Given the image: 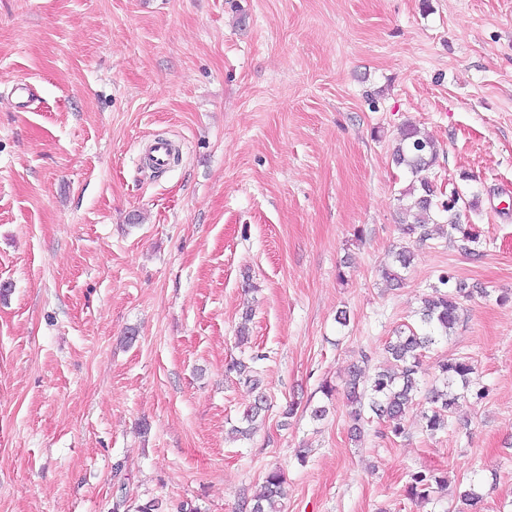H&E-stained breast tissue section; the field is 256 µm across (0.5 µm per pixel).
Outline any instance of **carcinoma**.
<instances>
[{"instance_id":"obj_1","label":"carcinoma","mask_w":512,"mask_h":512,"mask_svg":"<svg viewBox=\"0 0 512 512\" xmlns=\"http://www.w3.org/2000/svg\"><path fill=\"white\" fill-rule=\"evenodd\" d=\"M437 155L436 143L415 125L409 124L403 129L394 159L396 164L407 167L413 178L411 185L402 192L405 199L401 220L403 232L417 236L419 241L429 239L428 225L434 223L432 215L437 214L450 228V239L472 254L475 245L480 243V231L469 223L466 212L474 209L477 201L464 199L455 187L446 194H437L429 177ZM410 265L411 251L404 246L394 253L391 263L381 269L382 278L389 283H399L403 280L402 271ZM470 296L471 292L455 281L452 274L439 275L438 283L431 286V292L423 298L421 325L398 331L395 340L387 346L392 365L373 374L358 364L352 366L347 383V401L355 435L361 434V423L367 413L389 423L394 436L404 433L402 421L421 393L425 353L437 338H447L454 333L460 321L461 300ZM231 369L246 375L245 382L256 392L254 402L243 412L244 425L233 429L235 435L247 439L253 433V423L267 409L268 398L261 379L248 374L245 363L237 362ZM436 370L434 384L425 395L429 407L422 412L424 428L431 434L448 427V418L461 398L454 387L459 386L466 392L473 389L478 397L485 394V387L477 385L473 379L475 368L468 357L440 360ZM447 488V474L437 470H419L410 474L406 493L411 499L427 500L431 493ZM284 496V476L280 470L271 469L261 490L254 496L250 512H280L279 505Z\"/></svg>"}]
</instances>
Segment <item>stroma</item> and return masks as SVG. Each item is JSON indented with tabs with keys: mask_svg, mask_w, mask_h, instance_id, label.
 Listing matches in <instances>:
<instances>
[{
	"mask_svg": "<svg viewBox=\"0 0 512 512\" xmlns=\"http://www.w3.org/2000/svg\"><path fill=\"white\" fill-rule=\"evenodd\" d=\"M409 122L438 190L477 194V253L403 235ZM155 137L181 155L149 173ZM443 272L473 295L425 367L471 358L488 395L352 440L350 367L387 366ZM1 282L0 512H246L274 467L282 512H455L473 482L512 512V0H0ZM239 359L270 402L249 441ZM423 469L448 487L421 504ZM408 247H401L398 252H395L392 256V261L386 264L382 269V278L389 282H401L404 278L402 271L408 269L411 265V251ZM447 487V472L442 473L438 470H419L410 474L409 481L406 486V493L411 499L428 500L431 493L437 492L436 490H445Z\"/></svg>",
	"mask_w": 512,
	"mask_h": 512,
	"instance_id": "1",
	"label": "stroma"
}]
</instances>
